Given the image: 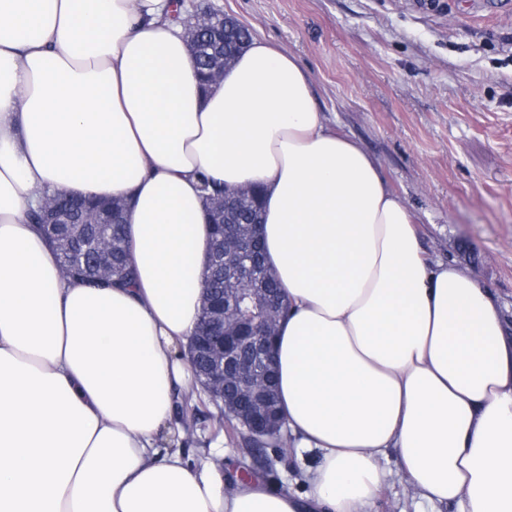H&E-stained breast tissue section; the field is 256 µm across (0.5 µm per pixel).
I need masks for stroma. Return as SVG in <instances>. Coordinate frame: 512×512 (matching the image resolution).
Returning a JSON list of instances; mask_svg holds the SVG:
<instances>
[{"instance_id":"stroma-1","label":"stroma","mask_w":512,"mask_h":512,"mask_svg":"<svg viewBox=\"0 0 512 512\" xmlns=\"http://www.w3.org/2000/svg\"><path fill=\"white\" fill-rule=\"evenodd\" d=\"M249 26L308 72L328 122L381 167L436 260L491 291L512 331V0H190ZM197 461L221 443L257 478L306 492L314 455L219 438L202 390Z\"/></svg>"}]
</instances>
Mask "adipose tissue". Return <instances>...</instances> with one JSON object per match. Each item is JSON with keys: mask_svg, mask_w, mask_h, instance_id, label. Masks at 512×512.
<instances>
[{"mask_svg": "<svg viewBox=\"0 0 512 512\" xmlns=\"http://www.w3.org/2000/svg\"><path fill=\"white\" fill-rule=\"evenodd\" d=\"M173 0H0V512H372L396 449L430 512H512V336L425 255L378 163L263 38L202 87ZM262 186L275 338L307 492L186 461L175 393L203 303L201 176ZM124 198L131 286L63 276L27 212Z\"/></svg>", "mask_w": 512, "mask_h": 512, "instance_id": "1", "label": "adipose tissue"}]
</instances>
